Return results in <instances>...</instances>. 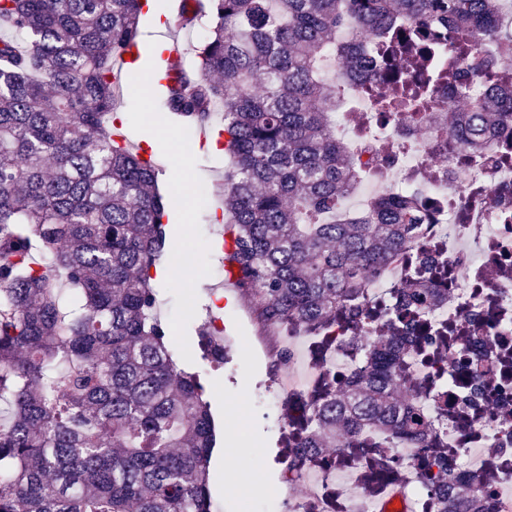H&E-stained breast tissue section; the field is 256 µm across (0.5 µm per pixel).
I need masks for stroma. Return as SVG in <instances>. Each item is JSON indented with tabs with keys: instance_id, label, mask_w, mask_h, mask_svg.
<instances>
[{
	"instance_id": "obj_1",
	"label": "stroma",
	"mask_w": 512,
	"mask_h": 512,
	"mask_svg": "<svg viewBox=\"0 0 512 512\" xmlns=\"http://www.w3.org/2000/svg\"><path fill=\"white\" fill-rule=\"evenodd\" d=\"M167 91L159 89L151 109L161 123L147 125L143 108L131 92H123L120 111L128 117L126 135L131 148L153 141L158 186L172 199L180 183V169L167 154L170 137L180 136L182 122L166 108ZM220 120L194 135L183 150L192 164V187L210 191L207 203L197 204L191 218L171 209V233L176 251L185 253L193 280L168 276L159 283L157 311L173 329L171 354L178 365L199 373L214 418L217 445L210 461V489L214 512H230V504L260 494L268 498L301 499L306 484L280 485V450L287 431L278 412L267 407L276 371L271 350L291 349L295 370L303 368L300 347H287L275 331L262 328L254 317L255 302L225 273L224 227L214 221L224 209V167L218 148ZM219 319L227 355L223 364L204 359L198 346L200 328Z\"/></svg>"
}]
</instances>
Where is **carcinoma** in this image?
I'll return each instance as SVG.
<instances>
[{"mask_svg":"<svg viewBox=\"0 0 512 512\" xmlns=\"http://www.w3.org/2000/svg\"><path fill=\"white\" fill-rule=\"evenodd\" d=\"M145 0H0V512H213L216 444L198 375L168 350L151 269L170 242L151 160L113 138L117 58L138 38ZM501 0H180L181 25L209 27L194 70L168 78L169 111L191 130L224 124L225 259L260 296L270 326L315 330L359 316L365 286L420 230L415 196L341 199L356 177L327 101L320 59L360 82L391 66L338 37L348 27L407 55L437 45L490 69ZM262 91H254V82ZM436 80L409 75L377 93L386 112L444 105ZM512 119V96L470 102L448 142L485 141ZM413 284L360 369L332 380L294 438L290 465L367 434L381 448L417 442L437 466L431 512H493L486 478H460L453 449L426 423L408 353L464 351L467 336L416 334Z\"/></svg>","mask_w":512,"mask_h":512,"instance_id":"cac0c4a2","label":"carcinoma"}]
</instances>
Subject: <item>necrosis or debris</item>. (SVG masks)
<instances>
[{
    "label": "necrosis or debris",
    "mask_w": 512,
    "mask_h": 512,
    "mask_svg": "<svg viewBox=\"0 0 512 512\" xmlns=\"http://www.w3.org/2000/svg\"><path fill=\"white\" fill-rule=\"evenodd\" d=\"M323 69L336 84V134L355 153L362 175L350 199L363 206L380 194L415 192L430 210L420 235L368 286L367 297L394 302L409 281V259L433 253L445 273L440 286L446 295L419 311L418 332L431 336L455 328L470 337L474 351L431 362L412 353L407 362L419 383L439 377L422 408L453 448L458 471L490 476L496 512H512V496L504 492L512 482V372L504 373L495 358L499 350L512 349V123L495 128L487 146L439 153L433 149L438 118L376 111L333 59H325ZM382 326L378 318L358 327L340 313L315 333L289 328L290 336L305 340L307 374L276 383L272 401L288 427L306 422L326 377L344 378L356 369L354 337L377 339ZM477 379L491 397L480 411L461 416ZM386 454L388 463L374 467L342 449L312 458L298 473L283 468L284 485L303 481L309 492L301 502L277 503L278 512H376L382 504L387 512H426L431 488L423 469L425 449L413 445Z\"/></svg>",
    "instance_id": "obj_1"
}]
</instances>
